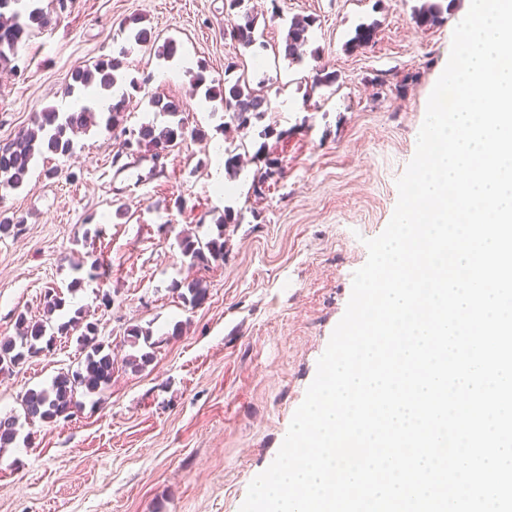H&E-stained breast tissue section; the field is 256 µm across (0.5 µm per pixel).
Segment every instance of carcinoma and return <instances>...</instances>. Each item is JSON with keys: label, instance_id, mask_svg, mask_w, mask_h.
Listing matches in <instances>:
<instances>
[{"label": "carcinoma", "instance_id": "cac0c4a2", "mask_svg": "<svg viewBox=\"0 0 512 512\" xmlns=\"http://www.w3.org/2000/svg\"><path fill=\"white\" fill-rule=\"evenodd\" d=\"M39 0H0V64L6 65L18 54L23 38L30 35L33 29L47 27L52 22L51 13L37 5ZM455 0L443 4L439 0H424L415 10L414 22L424 29H431L445 22V15L450 13ZM224 16L227 24L224 37L232 43L250 48L261 35L257 30V16L245 4V0H224ZM315 18L311 16H294L291 18L286 36L281 46L284 57L293 63L300 64L306 56L316 57L318 50L309 49L311 32ZM375 32V24H361L355 29L354 36L347 41L346 49L352 51L369 43ZM130 49L123 47L119 56L102 58L91 68L77 66L70 74L71 83L67 86V94L82 96L93 88L98 94H110L112 87L124 80L119 74L122 68V57L128 55ZM239 68L237 57H229L224 62V79L207 80L206 66L198 64L194 75V87H205V98L219 101L224 107V116L239 131H246L252 121L261 119L268 111L267 96L261 90L250 87L249 83L239 78L233 80L231 75ZM130 93H123L106 108L96 112L90 106L83 105L75 111L61 112L54 107L45 108L35 114L31 126L20 129L13 140L0 146V188L15 189L23 184L32 165L38 156L46 153L61 156L74 154L73 135L85 132L105 122V127L112 129L121 124L127 109ZM149 104L155 111L169 117L163 127L145 123L138 129L129 131V138L123 141L122 152L133 156L142 148L149 147L154 155L160 152H171L187 138H205L199 128H188L184 119L183 103L175 98L152 96ZM280 163L276 158L265 159V171L253 181V191L259 193L270 176L279 172ZM235 223L230 210L224 211L223 223L217 225V234L206 240L191 232H183L177 237L181 255L191 265L207 267L212 263H224V227ZM172 289L184 304L195 308L204 303L207 288L199 280L189 282L175 281ZM65 301L61 293L51 289L44 294L43 309L46 314L41 321L31 320L23 313L17 315L20 334L17 338L0 339V371L10 370L28 358L52 347L55 335L68 336L77 333L76 343L85 353L83 365L75 371L57 375L50 386L27 393L24 406L30 419L41 421H57L68 419L73 408L74 394L77 388L88 391L97 389L108 383L112 378L114 360L112 354L105 350V344L97 339V327L94 323H83L81 312L60 324H52V316L63 310ZM127 342L136 352L123 360V366L133 372L145 369L153 359L151 348L152 332L139 325L126 329ZM18 434L16 422L12 419H0V449L11 445Z\"/></svg>", "mask_w": 512, "mask_h": 512}]
</instances>
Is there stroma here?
Instances as JSON below:
<instances>
[{
  "label": "stroma",
  "instance_id": "stroma-1",
  "mask_svg": "<svg viewBox=\"0 0 512 512\" xmlns=\"http://www.w3.org/2000/svg\"><path fill=\"white\" fill-rule=\"evenodd\" d=\"M248 3L265 44L246 49L224 38V0H68L0 70V145L36 112L65 109L71 70L117 55L133 16L157 44L175 40L179 55L206 62L207 78L240 57L271 100L247 132L241 168L216 190L222 106L194 91L191 72L161 81L166 61L154 46L134 47L122 73L142 88L126 127L164 124L149 98L173 96L205 140L160 161L140 153L122 169L112 162L119 139L94 127L73 156L43 155L20 188L0 192V215L14 221L0 235V337L17 335L18 314L43 318L44 292L57 288L67 304L54 322L82 311L116 362L111 382L78 390L71 418L57 422L25 421L22 397L78 367L74 336L0 373V418L24 421L23 438L0 451V512H240L279 451L367 260L364 241L394 212L468 0L433 29L412 19L421 0H281L275 21L269 0ZM296 15L316 19L319 56L301 64L279 52ZM372 22L373 42L347 51ZM319 67L336 72L334 85L312 87ZM268 157L282 171L258 195L252 182ZM228 211L223 263L189 267L177 234L213 235ZM95 261L105 275L68 293L75 263ZM185 279L206 286L201 306L172 291ZM131 325L155 341L138 373L121 364Z\"/></svg>",
  "mask_w": 512,
  "mask_h": 512
}]
</instances>
